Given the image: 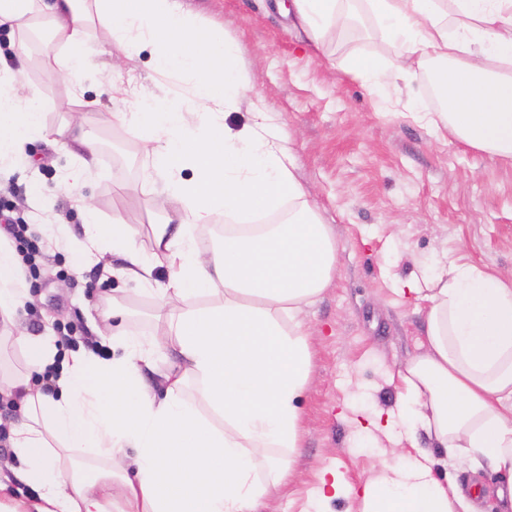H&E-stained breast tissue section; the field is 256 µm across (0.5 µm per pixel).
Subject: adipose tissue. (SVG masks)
<instances>
[{"instance_id":"obj_1","label":"adipose tissue","mask_w":512,"mask_h":512,"mask_svg":"<svg viewBox=\"0 0 512 512\" xmlns=\"http://www.w3.org/2000/svg\"><path fill=\"white\" fill-rule=\"evenodd\" d=\"M361 5L395 50L388 59L346 56L342 67L382 88L430 75L453 140L512 164V0H292L315 48ZM15 39L0 59V167L34 137L72 159L66 189L82 188L95 138L70 123L47 126L38 91L21 79L25 43L46 37L44 62L86 104L90 33L104 29L129 59L149 51L152 69L190 77L186 94L161 101L128 86L132 109L117 113L142 142L148 179L178 204L150 222L102 223L82 202L84 236L73 250L87 264L123 255L120 273L152 298L160 325L148 337L127 328L124 297L112 299L94 331L103 357L80 347L60 355L52 333L21 329L30 287L11 242L0 236V395L19 415L0 459V512H257L300 452V400L311 371L310 333L300 318L331 284L336 240L294 173L286 139L264 111L241 128L226 114L242 103L239 51L222 31L200 28L180 0H0V28ZM285 211L276 224L240 215ZM230 217L220 248L201 251L192 228ZM167 272L156 279V270ZM425 305L420 351L396 370L402 392L387 425L432 434L449 457L489 460L512 474V274L443 259L407 281ZM198 303L178 307V300ZM124 330L114 331L113 320ZM179 359L161 370L163 393L144 382L155 352ZM54 370L45 393L37 375ZM429 457L390 463L363 484L361 512H473L462 492L433 475ZM21 481L37 497L13 499Z\"/></svg>"}]
</instances>
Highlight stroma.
I'll list each match as a JSON object with an SVG mask.
<instances>
[{"label": "stroma", "mask_w": 512, "mask_h": 512, "mask_svg": "<svg viewBox=\"0 0 512 512\" xmlns=\"http://www.w3.org/2000/svg\"><path fill=\"white\" fill-rule=\"evenodd\" d=\"M201 27L222 28L239 49L240 77L248 102L226 121L237 128L251 108L271 115L274 129L291 138L295 174L336 238L338 263L332 284L303 317L312 333L311 385L302 400L306 430L289 474L266 499L263 512H360L359 499L319 498L325 470L361 487L383 462L420 453L435 461L434 475L455 485L475 512H504L495 491L512 481L491 465L472 467L445 458L425 431L413 440L361 429L366 417L393 408L401 385L394 372L414 354L423 317L395 280L433 267L448 255L486 271L512 270V166L489 154L449 142L408 116V102L384 111L381 90L338 68L346 54L389 57L392 45L363 17L340 25L321 52L306 47L293 15L277 0H183ZM94 54L84 72L96 104L68 111L66 86L46 72L47 45H27L25 79L40 93L47 126L81 124L99 139L94 177L83 195L103 223L113 218L145 229L155 202L139 185L144 158L138 135L117 123L121 96L101 92L110 81L143 86L166 96L151 79L149 53L129 61L107 30L92 34ZM69 164L56 144L34 138L10 174L0 175V209L28 221L41 256L29 275L30 300L19 319L31 335L71 326L67 352L92 338L91 322L116 295L149 311L150 299L120 275L98 265H77L75 252L56 237L82 238V214L61 181ZM53 196L50 214L36 211L33 183Z\"/></svg>", "instance_id": "1"}]
</instances>
